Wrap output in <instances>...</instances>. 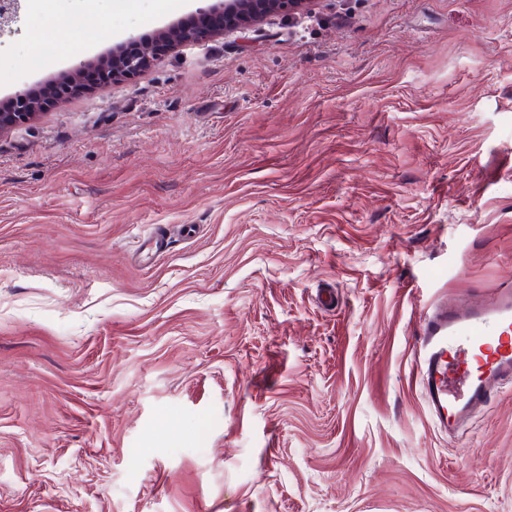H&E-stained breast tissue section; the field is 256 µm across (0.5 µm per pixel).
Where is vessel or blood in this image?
Here are the masks:
<instances>
[{"label": "vessel or blood", "mask_w": 512, "mask_h": 512, "mask_svg": "<svg viewBox=\"0 0 512 512\" xmlns=\"http://www.w3.org/2000/svg\"><path fill=\"white\" fill-rule=\"evenodd\" d=\"M419 380L441 428L453 429L512 386V283L485 301L451 302L426 315Z\"/></svg>", "instance_id": "vessel-or-blood-1"}]
</instances>
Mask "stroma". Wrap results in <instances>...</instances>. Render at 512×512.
<instances>
[{
    "label": "stroma",
    "instance_id": "35a3bbf8",
    "mask_svg": "<svg viewBox=\"0 0 512 512\" xmlns=\"http://www.w3.org/2000/svg\"><path fill=\"white\" fill-rule=\"evenodd\" d=\"M201 5L36 0L0 100ZM508 279L512 0L169 48L0 133V512H512V389L441 430L417 344Z\"/></svg>",
    "mask_w": 512,
    "mask_h": 512
}]
</instances>
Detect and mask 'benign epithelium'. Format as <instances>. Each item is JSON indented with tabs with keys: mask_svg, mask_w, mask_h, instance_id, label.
<instances>
[{
	"mask_svg": "<svg viewBox=\"0 0 512 512\" xmlns=\"http://www.w3.org/2000/svg\"><path fill=\"white\" fill-rule=\"evenodd\" d=\"M306 2L307 0H220L216 4L198 8L194 24L164 29L158 33L157 40L168 45L198 41L209 35L243 29L277 10H297ZM26 7V0H0V39L21 31ZM130 43L138 45L137 52L127 53V44H118L112 49V62L103 61L98 64V70L94 73L98 83L131 79L148 68L155 58L152 47L139 45L134 39ZM88 72L87 63L71 69L61 80L63 89L75 92L85 87L84 77ZM40 109L42 105L27 91L1 100L0 133L33 120Z\"/></svg>",
	"mask_w": 512,
	"mask_h": 512,
	"instance_id": "benign-epithelium-1",
	"label": "benign epithelium"
}]
</instances>
